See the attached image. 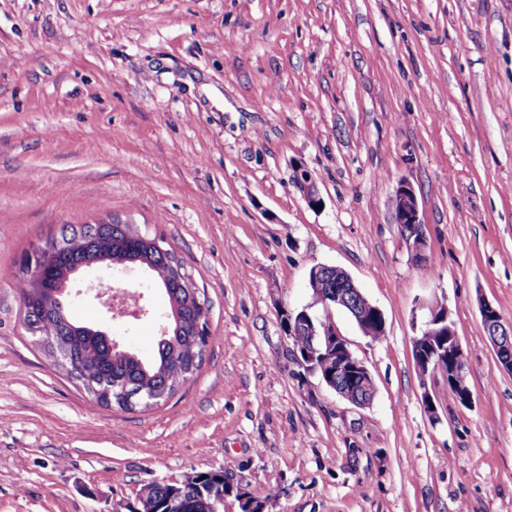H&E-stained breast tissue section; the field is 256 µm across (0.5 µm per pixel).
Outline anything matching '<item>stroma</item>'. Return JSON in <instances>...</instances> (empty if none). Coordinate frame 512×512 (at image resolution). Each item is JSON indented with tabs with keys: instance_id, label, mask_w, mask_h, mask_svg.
Masks as SVG:
<instances>
[{
	"instance_id": "35a3bbf8",
	"label": "stroma",
	"mask_w": 512,
	"mask_h": 512,
	"mask_svg": "<svg viewBox=\"0 0 512 512\" xmlns=\"http://www.w3.org/2000/svg\"><path fill=\"white\" fill-rule=\"evenodd\" d=\"M112 220L164 234L211 303L199 369L144 412L93 400L24 325V254ZM316 264L383 312L381 339L316 303ZM124 289L140 317L74 274L67 313L151 355L161 280L134 265ZM484 302L512 324V0H0V512H131L146 484L218 469L269 512H512ZM304 307L369 369V406L299 365ZM437 307L467 405L413 356ZM396 222L403 229V237L416 260L424 259L426 239L423 232V224L419 218V209L416 196L411 187L401 185L394 201Z\"/></svg>"
}]
</instances>
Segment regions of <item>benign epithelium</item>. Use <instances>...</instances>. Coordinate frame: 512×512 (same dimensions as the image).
<instances>
[{
  "label": "benign epithelium",
  "instance_id": "1",
  "mask_svg": "<svg viewBox=\"0 0 512 512\" xmlns=\"http://www.w3.org/2000/svg\"><path fill=\"white\" fill-rule=\"evenodd\" d=\"M396 223L403 229V237L417 260H423L426 239L423 224L419 218L416 196L411 187L402 185L394 201ZM340 277L336 280L335 291L329 298H320L327 308L347 307L350 314L364 333L377 330L378 335L385 334V318L382 311L370 303L354 284L351 277L342 269H336ZM483 323L494 330L498 336L495 346L503 368L512 373V327L503 323L498 310L489 303L480 306ZM310 336H323L326 349L323 356L334 363L335 377L327 376L331 388L356 406L370 404L374 396V385L367 367L350 351L345 341L330 324L314 325L302 322ZM195 342L191 346V362L202 358L209 343L208 323L200 319L194 327ZM414 353L417 356L422 374L440 373L452 385L459 397L466 403L471 402L472 393L467 384L466 358L453 327L448 324L447 310H431L424 322L421 334L414 339ZM103 400L112 404L116 401L124 406L137 407L156 400L155 393L141 388L130 394L128 389L111 387L103 392Z\"/></svg>",
  "mask_w": 512,
  "mask_h": 512
}]
</instances>
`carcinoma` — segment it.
I'll return each mask as SVG.
<instances>
[{"label":"carcinoma","mask_w":512,"mask_h":512,"mask_svg":"<svg viewBox=\"0 0 512 512\" xmlns=\"http://www.w3.org/2000/svg\"><path fill=\"white\" fill-rule=\"evenodd\" d=\"M58 242L66 243L68 247L48 252L46 284H52L88 261L103 257L102 245L110 242L112 258L117 263L159 271L171 310L177 312V317L171 319L169 334L160 336L151 360H144L128 350L116 349L103 336L85 335L82 327L73 324L62 309V295L58 296V304L53 308L31 305L24 316L28 332L39 341L51 337L66 346L90 381L106 386L118 384L131 390L147 385L163 393L161 400L169 398L175 392V380L171 379L174 369L189 365L186 347L195 339L193 325L204 313L210 312V307L203 308L196 303L193 292L185 288V281L175 271L174 250L165 241L159 248L150 235L135 233L129 225L118 222L73 227L69 233L61 234ZM309 283L315 296L328 295L336 286V269L309 272ZM222 490L224 476L221 472H193L176 486L157 487L154 497L142 501V512H212L210 494ZM174 495L180 497V507L172 511L169 501Z\"/></svg>","instance_id":"obj_1"}]
</instances>
